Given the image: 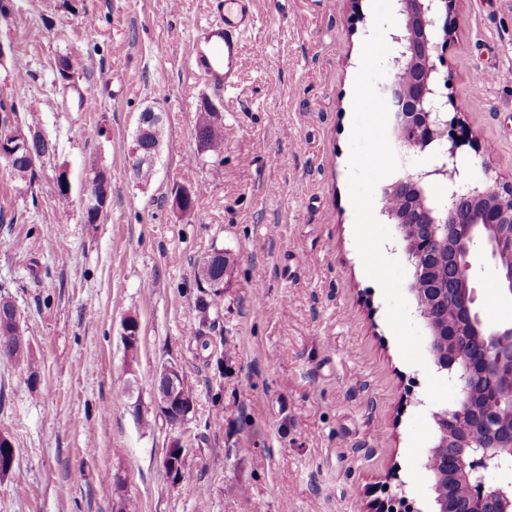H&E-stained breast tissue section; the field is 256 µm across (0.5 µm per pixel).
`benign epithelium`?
Returning a JSON list of instances; mask_svg holds the SVG:
<instances>
[{
  "mask_svg": "<svg viewBox=\"0 0 512 512\" xmlns=\"http://www.w3.org/2000/svg\"><path fill=\"white\" fill-rule=\"evenodd\" d=\"M402 26L384 87L397 141L415 155L440 145L430 163L408 170L382 189V200L400 206L381 212L397 226L413 267L409 285L430 339L435 365L459 390L456 405L434 414L437 437L426 467L437 478L446 474L462 497V512H512V322L483 316L476 266L492 263L500 299L512 303V189L468 187L458 167V151L472 143L469 131L448 119V102L435 89L437 33L452 34V0H395ZM144 112L131 149L136 176H150L157 149L147 146ZM0 133V156L13 161L30 148V138ZM438 183L443 198L430 188ZM165 418L186 420L189 411L166 397L159 403Z\"/></svg>",
  "mask_w": 512,
  "mask_h": 512,
  "instance_id": "obj_1",
  "label": "benign epithelium"
}]
</instances>
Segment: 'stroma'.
I'll list each match as a JSON object with an SVG mask.
<instances>
[{
    "label": "stroma",
    "mask_w": 512,
    "mask_h": 512,
    "mask_svg": "<svg viewBox=\"0 0 512 512\" xmlns=\"http://www.w3.org/2000/svg\"><path fill=\"white\" fill-rule=\"evenodd\" d=\"M0 1V100L56 147L31 179L0 161V294L38 372L0 357V434L15 453L0 512H380L400 491L431 512L435 406L364 271L348 190L371 0H259L225 97L187 68L206 0ZM453 18L435 63L449 116L474 136L460 161L475 182L512 186V0H455ZM484 71L499 80L478 82ZM207 107L224 125L217 152L196 135ZM148 108L163 138L141 181L130 152ZM92 158L109 182L96 224ZM183 191L198 194L192 212L175 206ZM216 249L231 261L204 320L193 267ZM167 362L194 394L177 481L160 464Z\"/></svg>",
    "instance_id": "1"
}]
</instances>
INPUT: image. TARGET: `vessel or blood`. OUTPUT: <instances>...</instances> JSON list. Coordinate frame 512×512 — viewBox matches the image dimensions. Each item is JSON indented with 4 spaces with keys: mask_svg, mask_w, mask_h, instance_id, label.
Instances as JSON below:
<instances>
[{
    "mask_svg": "<svg viewBox=\"0 0 512 512\" xmlns=\"http://www.w3.org/2000/svg\"><path fill=\"white\" fill-rule=\"evenodd\" d=\"M207 8L209 19L193 36L188 67L223 96L239 84L242 43L257 24L258 0H207Z\"/></svg>",
    "mask_w": 512,
    "mask_h": 512,
    "instance_id": "vessel-or-blood-1",
    "label": "vessel or blood"
}]
</instances>
